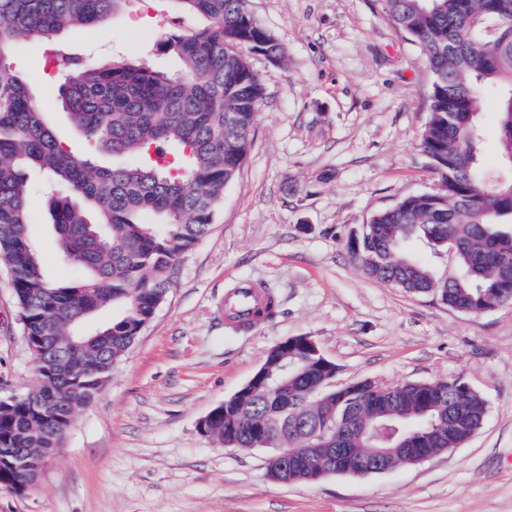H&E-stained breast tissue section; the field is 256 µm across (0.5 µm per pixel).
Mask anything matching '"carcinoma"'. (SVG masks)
Listing matches in <instances>:
<instances>
[{"instance_id": "carcinoma-1", "label": "carcinoma", "mask_w": 512, "mask_h": 512, "mask_svg": "<svg viewBox=\"0 0 512 512\" xmlns=\"http://www.w3.org/2000/svg\"><path fill=\"white\" fill-rule=\"evenodd\" d=\"M128 0H0V264L12 275L24 332L37 360L39 386L0 405L1 448H60L70 413L88 403L139 338L140 324L164 302L175 268L211 229L224 188L239 175L265 87L247 53L269 50L281 61L274 34L247 0H160L203 19L157 43L173 53L177 71L149 63L98 66L52 48L50 70L69 122L84 134L79 156L57 137L13 61L20 36L47 43L60 32L93 26ZM393 26L420 47L433 74L429 118L420 139L438 180L430 193L406 196L376 213L371 249L388 255L364 273L421 295L448 294L470 315L484 300L512 294V36L472 25L481 13L512 21V0H380ZM502 90L499 110L502 169L480 163L478 116L483 95ZM101 154L115 155L101 165ZM51 188L49 202L60 259L80 272L70 284L45 275L29 239L31 177ZM429 246L450 237L460 273L440 280L406 252L413 237ZM119 308L111 323L87 330L89 317ZM323 371L317 361L277 376L288 414L246 399L254 425L232 407L215 411L213 439L242 448L267 443L305 448L306 437L333 402L314 401ZM337 447H391L400 439L456 448L476 433L486 399L461 378L426 392L414 383L394 395L363 387ZM0 488L14 492L17 475L0 458Z\"/></svg>"}]
</instances>
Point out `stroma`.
I'll list each match as a JSON object with an SVG mask.
<instances>
[{
	"label": "stroma",
	"instance_id": "1",
	"mask_svg": "<svg viewBox=\"0 0 512 512\" xmlns=\"http://www.w3.org/2000/svg\"><path fill=\"white\" fill-rule=\"evenodd\" d=\"M285 61H249L266 96L252 147L225 187L210 232L186 253L164 303L75 412L64 445L33 489H0V512H512V304L478 316L368 278L348 243L408 195L437 187L420 149L433 81L416 44L380 0H249ZM198 18L159 0H129L59 45L103 64L177 60L158 40ZM48 45L18 38L13 59L45 118L73 152L84 141L40 71ZM481 162L500 166L498 97L482 102ZM30 235L48 275L79 273L60 257L47 198L33 189ZM273 286L276 313L250 331L224 323V294L241 281ZM309 336L340 368L338 381L383 385L464 379L488 402L462 447L365 477L283 484L267 450L227 448L199 420L238 391L267 351ZM38 385L10 273L0 267V399Z\"/></svg>",
	"mask_w": 512,
	"mask_h": 512
}]
</instances>
